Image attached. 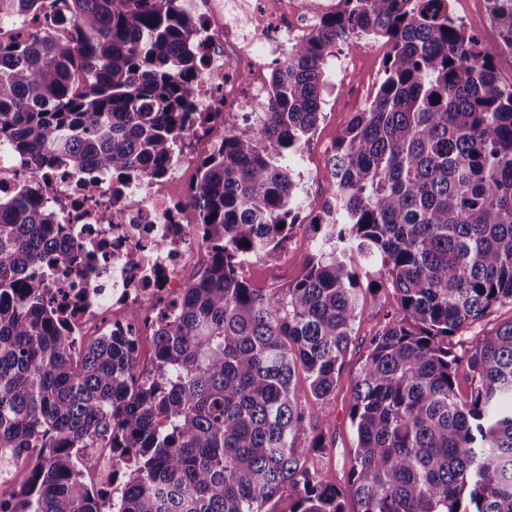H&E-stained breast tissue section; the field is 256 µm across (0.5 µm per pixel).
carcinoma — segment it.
<instances>
[{"mask_svg":"<svg viewBox=\"0 0 512 512\" xmlns=\"http://www.w3.org/2000/svg\"><path fill=\"white\" fill-rule=\"evenodd\" d=\"M485 2L512 53V0ZM37 11L45 28L0 36V150L21 163L155 178L184 131L223 118L191 100L205 56L182 0H0V24ZM343 38L387 46L379 86L336 134L311 262L277 297L239 268L297 224L289 159ZM191 206L205 263L155 321L146 375L121 330L74 354L48 284L57 213L35 187L0 195V453L35 452L0 512H270L285 491L290 512H512V321L450 348L512 306V83L449 0H337L275 62L265 111L224 127ZM365 284L395 314L353 386L343 489L301 462L296 376L336 388ZM98 445L125 469L112 498L83 479Z\"/></svg>","mask_w":512,"mask_h":512,"instance_id":"cac0c4a2","label":"carcinoma"}]
</instances>
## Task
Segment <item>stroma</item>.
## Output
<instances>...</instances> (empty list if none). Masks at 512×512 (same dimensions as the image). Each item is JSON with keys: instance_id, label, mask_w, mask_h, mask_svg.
Returning <instances> with one entry per match:
<instances>
[{"instance_id": "obj_1", "label": "stroma", "mask_w": 512, "mask_h": 512, "mask_svg": "<svg viewBox=\"0 0 512 512\" xmlns=\"http://www.w3.org/2000/svg\"><path fill=\"white\" fill-rule=\"evenodd\" d=\"M452 8L465 28L477 35L482 48L492 55L501 78L512 80V54L500 48L498 31L480 0H452ZM342 53L351 57L350 68L332 72L322 90L323 116L318 128L301 156L293 163L300 171L305 189L313 204H321L332 190V175L328 158L337 130L353 118L346 95L365 88L370 77L377 74L382 55L375 52L371 43L352 45L343 42ZM310 212H303L301 224L272 254L245 264L243 277L251 284L280 294L289 284L301 277L311 258L313 227ZM394 312V300L389 289H367L363 292L362 315L354 326V336L345 355L336 388L327 401L316 400L306 387L305 373H298L297 382L302 387L303 404L309 408L306 425L307 436L322 437L330 448L329 456L318 458L305 453L307 465L328 467L336 476L339 486H347L356 446V437L349 419L352 387L366 355L369 339L385 326Z\"/></svg>"}]
</instances>
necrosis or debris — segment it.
Masks as SVG:
<instances>
[{"label":"necrosis or debris","mask_w":512,"mask_h":512,"mask_svg":"<svg viewBox=\"0 0 512 512\" xmlns=\"http://www.w3.org/2000/svg\"><path fill=\"white\" fill-rule=\"evenodd\" d=\"M333 6V0H255V21L245 29L222 0H200L195 19L205 51L207 76L195 89L202 112L223 113L227 123L263 111L267 85L260 55L279 54ZM186 165L184 156L167 164L164 180L137 177L119 181L95 172L97 188L85 190V175L62 168L17 165L0 153V191L36 184L61 206L65 232L58 242L68 263L53 281V296L65 307L73 350L112 328L140 340L146 328L171 308L184 287L183 273L200 245L185 220L184 201L165 189ZM123 221H112L113 207ZM139 253L130 265V253Z\"/></svg>","instance_id":"4bbe7bcc"}]
</instances>
